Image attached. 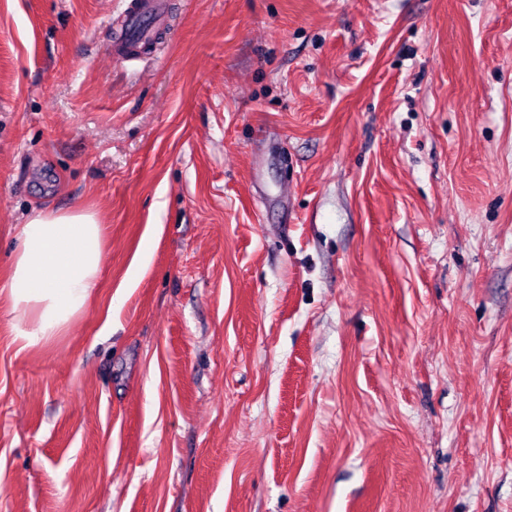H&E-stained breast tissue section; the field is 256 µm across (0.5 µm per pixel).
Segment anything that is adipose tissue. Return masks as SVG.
Here are the masks:
<instances>
[{
  "instance_id": "adipose-tissue-1",
  "label": "adipose tissue",
  "mask_w": 512,
  "mask_h": 512,
  "mask_svg": "<svg viewBox=\"0 0 512 512\" xmlns=\"http://www.w3.org/2000/svg\"><path fill=\"white\" fill-rule=\"evenodd\" d=\"M104 227L89 210L36 211L21 224L0 295L33 347L60 332L86 307L103 258Z\"/></svg>"
}]
</instances>
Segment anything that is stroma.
I'll return each mask as SVG.
<instances>
[{
  "label": "stroma",
  "mask_w": 512,
  "mask_h": 512,
  "mask_svg": "<svg viewBox=\"0 0 512 512\" xmlns=\"http://www.w3.org/2000/svg\"><path fill=\"white\" fill-rule=\"evenodd\" d=\"M0 0V512H512V0ZM104 227L89 210L35 211L20 224L0 295L24 320L23 347L48 341L86 307L103 258Z\"/></svg>",
  "instance_id": "stroma-1"
}]
</instances>
